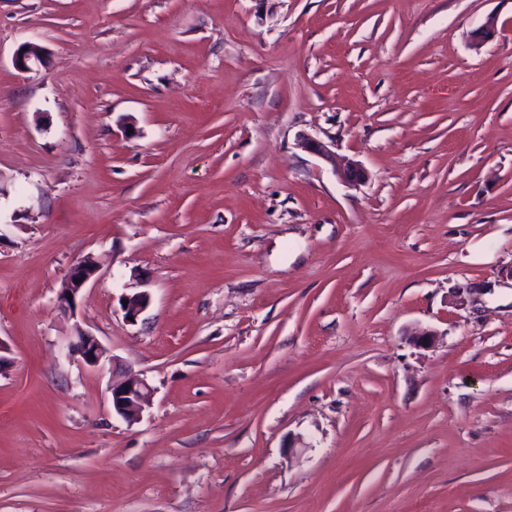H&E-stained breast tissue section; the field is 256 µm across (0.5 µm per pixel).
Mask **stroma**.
<instances>
[{
  "label": "stroma",
  "mask_w": 512,
  "mask_h": 512,
  "mask_svg": "<svg viewBox=\"0 0 512 512\" xmlns=\"http://www.w3.org/2000/svg\"><path fill=\"white\" fill-rule=\"evenodd\" d=\"M0 512H512V0H0ZM23 47L28 50L22 51ZM46 56V50L43 46L30 42L24 44L15 55V65L21 71H29L33 65L42 64ZM303 147L309 149L323 160L330 163L341 180L347 184H355L364 178L363 169L355 162L346 161L336 166V156L324 144L312 140H304ZM97 266L89 259H83L74 263L67 274L63 288L59 293V306L64 313L73 315L76 306V297L81 290L95 277ZM77 279H81L80 283H76ZM71 294L72 300L68 299ZM68 351L78 355L83 363L91 369L102 368L105 362L110 361L107 349L99 340L88 332H79L69 343ZM113 414L134 422L139 419L151 397V388L140 374L132 370L111 380L108 386Z\"/></svg>",
  "instance_id": "obj_1"
}]
</instances>
